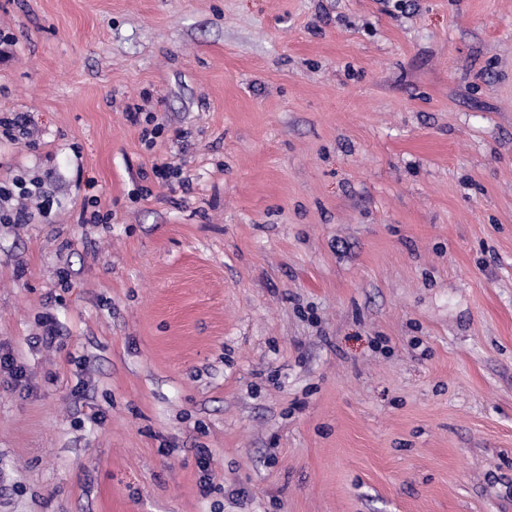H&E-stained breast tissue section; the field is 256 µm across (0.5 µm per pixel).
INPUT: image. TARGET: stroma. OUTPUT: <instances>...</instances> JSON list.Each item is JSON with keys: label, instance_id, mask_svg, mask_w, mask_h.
I'll use <instances>...</instances> for the list:
<instances>
[{"label": "stroma", "instance_id": "35a3bbf8", "mask_svg": "<svg viewBox=\"0 0 512 512\" xmlns=\"http://www.w3.org/2000/svg\"><path fill=\"white\" fill-rule=\"evenodd\" d=\"M0 32V180L53 202L0 224V512H512V0H0ZM0 129L5 137L13 141L27 138L30 134L26 117L19 114L0 117Z\"/></svg>", "mask_w": 512, "mask_h": 512}]
</instances>
